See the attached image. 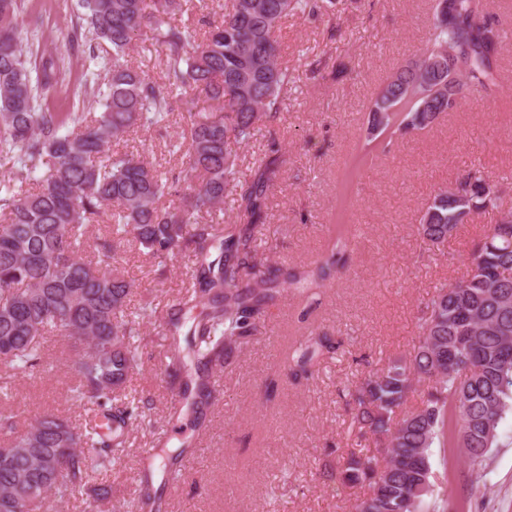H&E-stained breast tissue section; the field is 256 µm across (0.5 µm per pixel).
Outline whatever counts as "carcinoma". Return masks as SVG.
Masks as SVG:
<instances>
[{"label":"carcinoma","mask_w":512,"mask_h":512,"mask_svg":"<svg viewBox=\"0 0 512 512\" xmlns=\"http://www.w3.org/2000/svg\"><path fill=\"white\" fill-rule=\"evenodd\" d=\"M183 2L79 0L86 24L72 28L71 42L87 47L99 66L79 94L99 99L102 111L73 116L41 103L65 81V60L25 50L23 0H0V155L14 160L0 194V210L9 215L0 224V362L13 371L46 373L44 333L73 340L78 351L70 365V399L85 412L77 424L45 412L20 431L19 412L0 408V512H38L51 498L76 497L92 477L100 479L96 499L111 500L112 460L126 451L128 427L141 414L128 382L141 365L140 325L155 309L128 311L133 284L84 256L90 228L113 221L112 239L101 244L109 258L124 242L156 257L192 250V290L166 321V373L178 385L175 413L196 425L212 404L213 379L231 346L271 314L279 286L315 298L350 246L341 231L314 266L279 267L246 282L256 255L253 236L205 221L224 213L229 196L248 223L261 216L277 178L275 162L243 181L232 146L261 133L292 83L280 62L283 21L324 16L333 0H232L222 16L204 20L200 34L172 23ZM488 5L434 0L420 55L372 95L361 134L363 163L382 140L431 127L448 111L457 87L487 92L497 85L506 35L487 20ZM146 33L164 51L160 84L129 59ZM200 96L211 102L210 111H195ZM174 99L186 108L189 137L172 151H185L189 172L199 179L183 192V171L161 173L131 152L112 151L129 132L164 123ZM503 193V183L472 168L423 209L419 232L434 244L489 210L499 219L476 245L466 275L435 287L413 352L388 360L351 393L353 424L375 445L368 454L345 451L336 470V479L363 490L353 512H427L426 497L435 493L430 457L436 440L447 436L480 466L512 414V209L503 208ZM198 307L185 327L183 316ZM331 350L326 337L312 332L291 347L288 365L295 375L309 376ZM421 382L427 391L410 408ZM194 453L191 440L174 450L155 449L164 483L180 481ZM136 494L148 512L166 510L163 488L154 486L151 474L140 478Z\"/></svg>","instance_id":"obj_1"}]
</instances>
